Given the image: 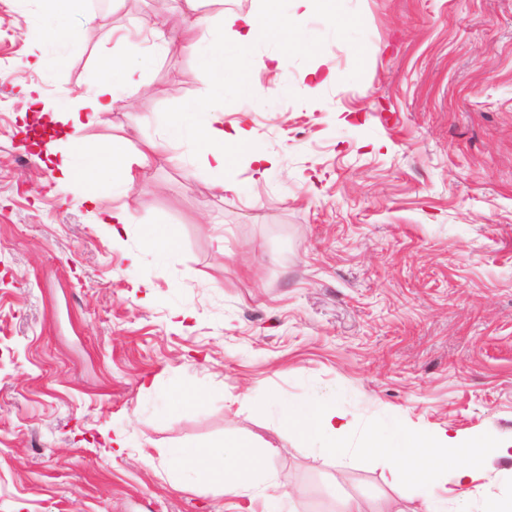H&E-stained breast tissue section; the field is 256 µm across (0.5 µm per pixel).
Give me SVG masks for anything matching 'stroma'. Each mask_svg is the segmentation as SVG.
<instances>
[{"label": "stroma", "instance_id": "1", "mask_svg": "<svg viewBox=\"0 0 512 512\" xmlns=\"http://www.w3.org/2000/svg\"><path fill=\"white\" fill-rule=\"evenodd\" d=\"M148 11L78 0L70 39L43 0H0V512H238L173 483L168 451L239 437L279 448L288 512L317 492L326 512L345 495L423 512L418 486L314 455L276 406L512 441V0H333L224 72V126L271 156L265 175L234 162L222 191L200 164L155 161L90 208L56 180L55 141L26 140L50 127L32 98L85 95ZM315 61L334 82L314 87ZM139 65L89 145L139 148L213 80L190 39ZM122 206L118 244L95 216ZM464 490L511 493L512 457L436 493Z\"/></svg>", "mask_w": 512, "mask_h": 512}]
</instances>
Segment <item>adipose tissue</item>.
Segmentation results:
<instances>
[{"instance_id":"ef3b65f1","label":"adipose tissue","mask_w":512,"mask_h":512,"mask_svg":"<svg viewBox=\"0 0 512 512\" xmlns=\"http://www.w3.org/2000/svg\"><path fill=\"white\" fill-rule=\"evenodd\" d=\"M268 2L267 16L227 13L217 26L201 14L188 17L180 31L171 28L168 22L151 20V45H134L132 54L147 57L170 51L183 35L193 33L197 36L195 47L200 65L220 73L225 66L237 63L264 33L273 29H298L301 20L327 0H290L286 10L281 9V0ZM140 83L138 69L129 65L126 57L116 56L106 65L91 94L80 98L76 106L65 105L57 110L59 123L68 131V149L58 158L57 174L75 190L83 192L86 204L94 202L93 194L100 183L98 168L111 172L113 192L124 193L131 188L140 169L164 158L171 147L197 150L204 167L218 176L223 175L233 158H247L258 169L269 164L267 155L252 148L244 127L225 128L217 109L211 107L176 114L167 123L160 140L145 141L143 150L133 154L118 143L94 149L82 142L79 131L100 123L102 115L112 111ZM277 415L280 426L297 433L317 455L333 458L341 465L351 458L371 467L383 465L408 481L421 483L424 512H471L468 495H461L457 507L451 511L435 495V486L449 472L454 474L457 484H467L489 458L512 452L488 437L428 433L402 422L385 433L366 430L357 435L351 422L335 406L319 400L279 405ZM274 453V448L263 450L247 439L225 441L220 452L207 446L170 451L177 472L195 473L205 486L224 496L248 490L262 492L271 486L267 463ZM452 461L458 464L453 471L448 468Z\"/></svg>"}]
</instances>
